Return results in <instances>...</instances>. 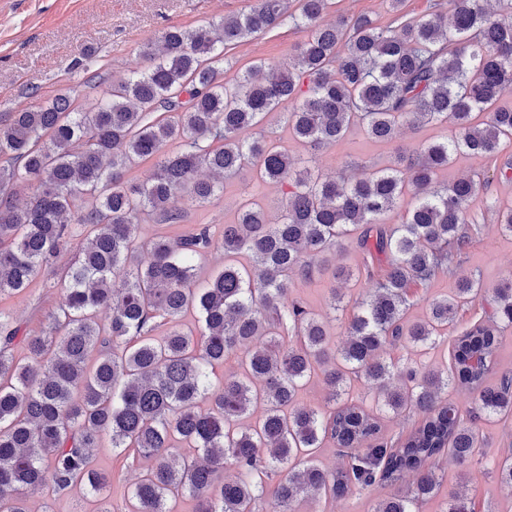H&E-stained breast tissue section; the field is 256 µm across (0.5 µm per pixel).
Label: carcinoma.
Masks as SVG:
<instances>
[{
    "label": "carcinoma",
    "mask_w": 512,
    "mask_h": 512,
    "mask_svg": "<svg viewBox=\"0 0 512 512\" xmlns=\"http://www.w3.org/2000/svg\"><path fill=\"white\" fill-rule=\"evenodd\" d=\"M298 2L289 11L285 0H256L205 25L171 26L143 47L144 71L92 75L99 91L86 103L66 92L0 113V295L27 288L74 227L85 232L46 330L30 335L0 315V512H29L28 490L100 496L95 449L106 438L151 461L126 492L128 512H175L185 496L198 512H257L265 495L270 512H298L305 499L343 498L403 473L413 484L374 512H418L443 480L427 462L446 451L472 463L478 422L512 415V373L491 379L500 329L512 325L509 279L454 339L449 368L385 357L435 343L480 295L479 282L460 277L424 318L406 317L412 289L455 276L479 235L470 199L491 177H512L506 161L491 177L433 186L455 156L495 157L512 140V108L497 107L512 85V17L490 0H448L446 13L386 27L366 15L325 25L330 0ZM286 23L308 30L288 64L258 62L224 81L229 47ZM288 101L289 135L310 147L312 164L356 124L382 143L404 123L449 122L455 134L402 148L385 169L314 175L256 132ZM174 139L179 150L166 151ZM150 160L149 180L126 178ZM244 168L286 188L276 220L250 201L219 242L207 224L174 240L141 237L142 224L181 223L179 201L210 203ZM395 210L400 222L383 223ZM345 239L360 265L326 268L323 255ZM218 243L224 270L199 287L196 262ZM316 274L372 285L336 346L293 296L296 280ZM188 313L195 331L182 328ZM18 344L27 358H16ZM230 356L236 370L212 383ZM314 376L328 410L299 401ZM354 381L377 393L378 412L349 402ZM457 383L473 393L465 409L448 399ZM381 413L421 422L395 440L381 434ZM328 439L343 457L334 472L317 463ZM228 468L236 476L226 481ZM445 512L474 503L454 492Z\"/></svg>",
    "instance_id": "carcinoma-1"
}]
</instances>
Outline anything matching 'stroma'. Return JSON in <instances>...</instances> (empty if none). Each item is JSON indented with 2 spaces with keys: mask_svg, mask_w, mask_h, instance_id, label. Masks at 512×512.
Here are the masks:
<instances>
[{
  "mask_svg": "<svg viewBox=\"0 0 512 512\" xmlns=\"http://www.w3.org/2000/svg\"><path fill=\"white\" fill-rule=\"evenodd\" d=\"M448 0H403L400 13H393L388 0H332L324 14L326 22L342 16L366 15L379 26L391 25L396 15L419 18L434 12ZM248 0H0V112L30 105L25 89L34 84L40 100L53 98L61 91L73 90L76 98L86 93L85 72L75 69L74 62L83 49L95 48L98 62L113 73L126 74L145 69L140 53L143 43L156 39L171 26L195 27L213 19L235 15L246 8ZM307 37L306 31L283 26L243 41L227 55L225 79L257 61L286 63L296 45ZM450 124L427 125L417 129L400 126L390 143H378L365 131L351 127L345 138L323 148L319 153L322 169L333 170L349 165L351 170L382 169L392 164L401 145L450 137ZM512 159V142L504 143L499 156L461 155L439 172L437 182L447 185L459 177L492 172L502 160ZM252 193L271 216L281 212L283 194L280 186L259 182L252 169L246 168L224 183L223 195L203 207H189L185 222L180 224H144L143 236L162 234L177 237L197 224L210 225L215 238H222L226 224L232 223L240 190ZM512 208V179L494 180L469 203L470 214L482 230L469 250L459 273L479 280V301L467 310L460 321L431 347L419 349L413 359L419 365L443 369L451 362L453 340L465 328L481 319L488 309L495 288L512 279V236L503 235L499 212ZM76 250L63 251L52 267L40 270L29 287L21 293L0 297V314L23 324L30 334L45 329L54 311L59 285L73 261ZM485 448L480 457L482 477L471 479L468 466L454 462L447 454L435 463L443 475L438 493L428 499L420 512H445L448 494L463 491L473 498L478 512H512V490L502 486L496 468L512 455V417H495L480 422ZM96 465L109 481L103 498L112 502V512H123L124 492L147 468L145 460H132L113 453L111 447L97 449ZM392 486H375L346 497L327 501H303L299 512H373L377 502L392 493ZM100 499L76 488L62 495L43 491L28 494L31 512H96Z\"/></svg>",
  "mask_w": 512,
  "mask_h": 512,
  "instance_id": "35a3bbf8",
  "label": "stroma"
}]
</instances>
